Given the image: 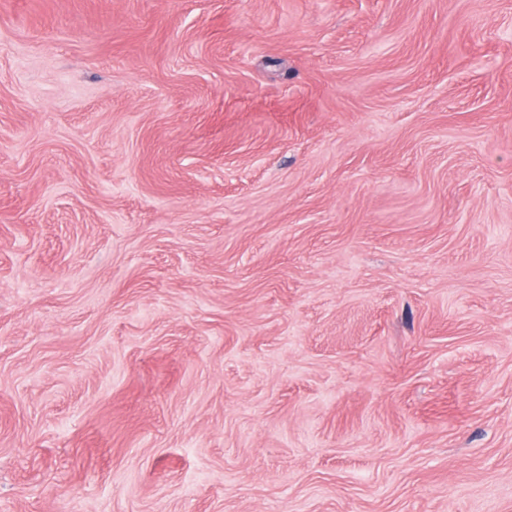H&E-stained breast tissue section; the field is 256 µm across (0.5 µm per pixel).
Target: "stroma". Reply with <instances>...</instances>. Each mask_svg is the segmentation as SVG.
Returning a JSON list of instances; mask_svg holds the SVG:
<instances>
[{
  "label": "stroma",
  "mask_w": 512,
  "mask_h": 512,
  "mask_svg": "<svg viewBox=\"0 0 512 512\" xmlns=\"http://www.w3.org/2000/svg\"><path fill=\"white\" fill-rule=\"evenodd\" d=\"M0 512H512V0H0Z\"/></svg>",
  "instance_id": "obj_1"
}]
</instances>
